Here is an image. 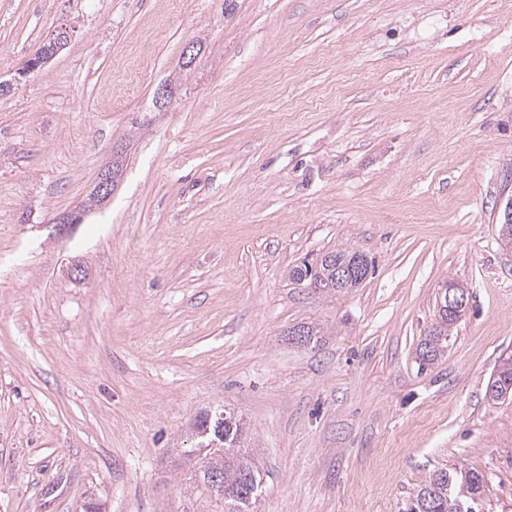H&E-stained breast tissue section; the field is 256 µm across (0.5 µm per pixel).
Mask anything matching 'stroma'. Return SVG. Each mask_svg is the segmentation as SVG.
<instances>
[{
  "instance_id": "1",
  "label": "stroma",
  "mask_w": 512,
  "mask_h": 512,
  "mask_svg": "<svg viewBox=\"0 0 512 512\" xmlns=\"http://www.w3.org/2000/svg\"><path fill=\"white\" fill-rule=\"evenodd\" d=\"M0 81V512H224L190 431L222 409L257 512H407L454 467L512 512V0H0ZM341 247L360 287L289 278ZM115 161L116 157L113 156L103 165L89 193L99 205L106 203L116 190L120 170L118 163ZM451 290L452 288H448L447 282L442 286L438 292L437 308L441 307L446 312H448V307L461 308V310L441 316L440 321L434 323L426 336L420 340L418 344L419 350L417 349L420 370H424L429 365L434 364L435 361L445 354V348L448 347V332L459 321L468 306V293L467 306L465 307L466 293L463 292L460 295L457 293L452 294ZM426 354H428L427 358H425Z\"/></svg>"
}]
</instances>
